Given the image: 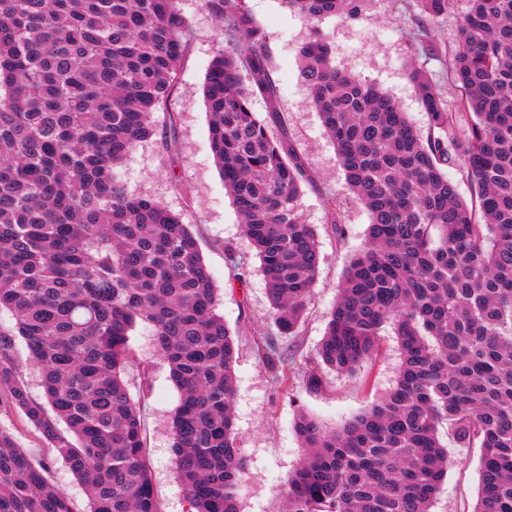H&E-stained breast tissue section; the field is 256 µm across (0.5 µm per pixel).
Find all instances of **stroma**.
Listing matches in <instances>:
<instances>
[{
	"instance_id": "obj_1",
	"label": "stroma",
	"mask_w": 512,
	"mask_h": 512,
	"mask_svg": "<svg viewBox=\"0 0 512 512\" xmlns=\"http://www.w3.org/2000/svg\"><path fill=\"white\" fill-rule=\"evenodd\" d=\"M246 7L267 41L275 99L253 98L260 116L277 112L273 133L287 132L301 156L310 181L304 187L303 208L315 225L323 257L314 293L298 335L279 339L281 350L295 354L298 363L287 386H280L266 361V349L256 326L270 321V304L260 262L242 234L239 217L214 162L209 139V116L203 85L223 40L221 22L201 0H178L189 29L177 89L168 109L154 115L156 132L140 142L120 169L126 190L134 196L160 201L188 224L217 289V311L234 334L238 446L246 460L240 488L241 512H284V484L306 454L294 432L298 411L308 412L322 425L334 427L351 418L389 391L395 381L399 350L395 336H383L380 354L351 376L326 373L325 386L309 391L302 359L311 355L326 328L327 316L338 297L343 272L351 257L365 245L369 218L354 202L346 185L336 149L324 135L318 113L308 101L300 74L298 50L309 26L292 16L280 0H245ZM468 8L455 0L448 14L426 20L411 0H364L356 18H330L322 30L338 65L361 75L390 94L418 130L427 117L410 73L421 68L431 74L448 98L457 91L448 80L447 56L428 50L435 43L454 46ZM335 194L346 208L348 234L336 241L322 205V196ZM244 261L249 279L237 282L229 256ZM132 363L127 381L140 408L145 451L152 471L160 512H189V502L173 466L170 416L179 393L161 359L150 328L138 325L131 333ZM7 387L0 383V430L49 467L51 481L85 512L84 486L69 466L49 448L20 410L5 402ZM453 464L434 504V512H471L479 491L477 448L449 444Z\"/></svg>"
}]
</instances>
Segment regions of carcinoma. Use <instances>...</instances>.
<instances>
[{"instance_id": "carcinoma-1", "label": "carcinoma", "mask_w": 512, "mask_h": 512, "mask_svg": "<svg viewBox=\"0 0 512 512\" xmlns=\"http://www.w3.org/2000/svg\"><path fill=\"white\" fill-rule=\"evenodd\" d=\"M281 2L311 26L302 79L370 219L305 384L318 391L327 371L355 373L388 327L400 350L393 387L344 423L299 412L307 453L285 512H433L451 463L443 429L481 449L472 512H512V0H469L450 58L455 100L411 72L425 135L388 93L333 64L319 23L355 18L359 0ZM413 2L433 19L454 0ZM177 4L0 0V312L14 319L0 327V380L83 482L86 512H160L125 380L140 323L179 391L172 448L191 512H240L236 350L211 273L180 218L128 194L117 173L177 87L188 41ZM204 6L224 27L204 88L210 146L261 262L273 328L256 333L273 352L274 334L297 335L321 264L302 203L309 178L271 133L277 113L252 108L274 87L245 0ZM453 162L472 182L469 202L448 177ZM323 206L344 240L342 204L328 193ZM18 336L41 401L17 375ZM0 512H76L2 430Z\"/></svg>"}]
</instances>
